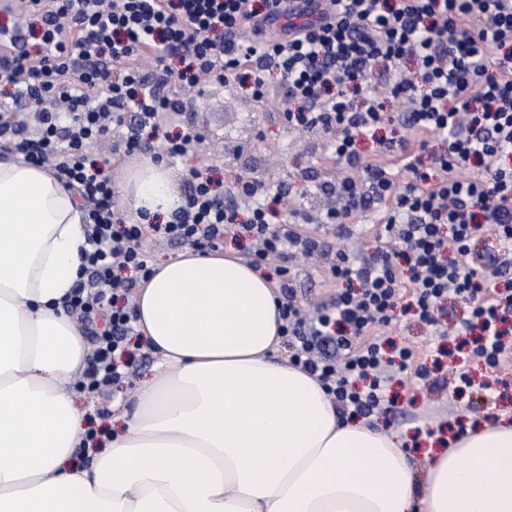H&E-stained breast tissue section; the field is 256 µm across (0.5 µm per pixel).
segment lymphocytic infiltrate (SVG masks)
Segmentation results:
<instances>
[{"label":"lymphocytic infiltrate","instance_id":"f902f5d3","mask_svg":"<svg viewBox=\"0 0 512 512\" xmlns=\"http://www.w3.org/2000/svg\"><path fill=\"white\" fill-rule=\"evenodd\" d=\"M39 41L30 53L8 41L0 26V83L13 101L35 104L39 133L11 143L13 153L65 180L85 213L89 251L67 306L78 319L103 316L81 387L94 391L120 377L116 360L137 314L125 295L148 279L146 243L163 236L199 252L224 247V232L255 243L249 264L272 268L282 333L291 361L316 376L340 416L388 413L387 384L396 375L426 380L419 353L387 330L397 310L447 337L439 304L466 305L455 349L489 369L512 364L502 323L512 318V279L479 271L468 260L484 232L512 241V0H19ZM157 70L155 82L143 74ZM277 72L295 102L288 123L321 131L332 141V163L346 173L320 189L336 206L320 221L347 235L346 224L371 204L383 207L375 244L354 256L329 254L310 228L309 213L284 204L247 178L237 196L252 199L238 220L221 184L192 170V188L165 224L125 220L116 203L109 164L91 151L110 128L127 126L125 148L145 151L144 130L163 136L164 155L182 157L194 129L162 133L164 113L183 107L177 89L231 83L263 100L267 75ZM174 85L171 94L158 92ZM100 88L96 102L86 92ZM411 100L397 117L399 139L362 154L359 136L385 122L387 96ZM69 124H61L58 105ZM134 123L126 125L127 107ZM449 150L418 169L432 136ZM401 159L407 177L392 171ZM324 258L322 277L337 286L330 304L314 311L296 302L299 258Z\"/></svg>","mask_w":512,"mask_h":512}]
</instances>
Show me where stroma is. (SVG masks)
Instances as JSON below:
<instances>
[{
  "label": "stroma",
  "instance_id": "1",
  "mask_svg": "<svg viewBox=\"0 0 512 512\" xmlns=\"http://www.w3.org/2000/svg\"><path fill=\"white\" fill-rule=\"evenodd\" d=\"M183 99L181 111L167 113L162 119L163 129L176 132L190 127L200 135L189 145L186 157L171 165L179 195L190 192L188 171L192 157L198 156L204 173L219 180L225 190H234L238 180L250 177L302 197L312 216L324 212L331 198L318 185L335 180L339 173L327 159L328 137L319 131L301 134L289 127L285 111L290 103L277 77L269 78L261 102L237 85H212L200 94L184 93ZM124 134V129H115L92 146L94 152L111 158L108 173L116 186L143 160L142 155L125 154ZM126 343L134 347L136 356L131 363L120 365L119 383L93 393L82 389L77 392L78 404L87 412L88 426L99 430L104 442L116 431L108 402L119 398L132 403L155 360L148 345H136L131 336ZM463 370L471 378V385L458 382L436 392L410 378L396 376L388 391L395 405L387 415L373 417V424L398 432L407 441L423 424L449 439L453 433L448 426L458 420L468 425L484 423L490 417L511 420L512 369L489 374L483 367L467 363ZM486 380L491 383L487 389L482 386Z\"/></svg>",
  "mask_w": 512,
  "mask_h": 512
}]
</instances>
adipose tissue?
<instances>
[{
  "label": "adipose tissue",
  "mask_w": 512,
  "mask_h": 512,
  "mask_svg": "<svg viewBox=\"0 0 512 512\" xmlns=\"http://www.w3.org/2000/svg\"><path fill=\"white\" fill-rule=\"evenodd\" d=\"M120 191L157 221L182 203L153 159ZM86 247L74 192L0 160V512H512L511 422L466 429L415 490L393 435L342 420L315 376L268 360L274 291L231 249L155 264L136 299L152 375L122 433L72 466L89 345L66 304Z\"/></svg>",
  "instance_id": "1"
}]
</instances>
